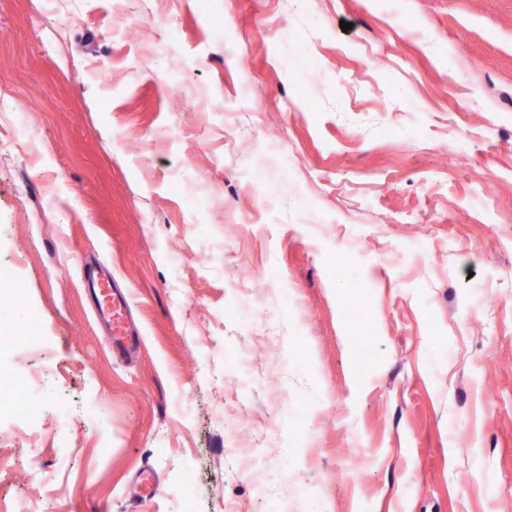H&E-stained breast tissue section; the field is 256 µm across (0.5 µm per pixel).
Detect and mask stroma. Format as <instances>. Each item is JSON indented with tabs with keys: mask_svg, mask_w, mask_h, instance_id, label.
<instances>
[{
	"mask_svg": "<svg viewBox=\"0 0 512 512\" xmlns=\"http://www.w3.org/2000/svg\"><path fill=\"white\" fill-rule=\"evenodd\" d=\"M77 4L0 0V512H512V0ZM94 297L97 310L112 325V349L119 356H125L135 350L137 339L132 331L120 321L115 294L110 292L107 282L98 274H87L83 281Z\"/></svg>",
	"mask_w": 512,
	"mask_h": 512,
	"instance_id": "1",
	"label": "stroma"
}]
</instances>
